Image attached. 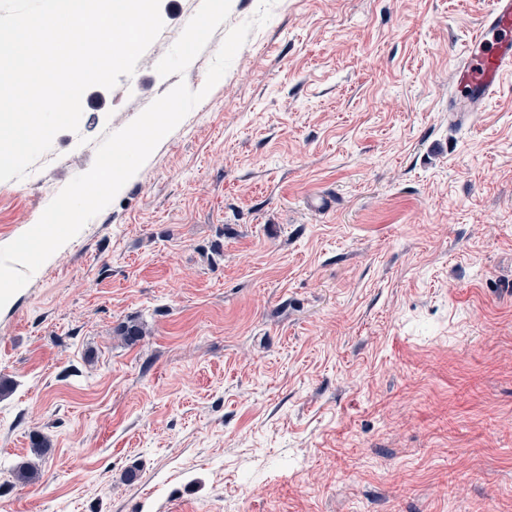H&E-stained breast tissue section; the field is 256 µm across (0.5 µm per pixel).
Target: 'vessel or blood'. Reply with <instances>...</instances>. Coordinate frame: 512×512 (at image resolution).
<instances>
[{
    "label": "vessel or blood",
    "instance_id": "vessel-or-blood-1",
    "mask_svg": "<svg viewBox=\"0 0 512 512\" xmlns=\"http://www.w3.org/2000/svg\"><path fill=\"white\" fill-rule=\"evenodd\" d=\"M512 73V0H488L484 22L459 55L452 70L448 121L470 123Z\"/></svg>",
    "mask_w": 512,
    "mask_h": 512
}]
</instances>
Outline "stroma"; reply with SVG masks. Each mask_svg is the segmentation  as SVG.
Wrapping results in <instances>:
<instances>
[{
    "mask_svg": "<svg viewBox=\"0 0 512 512\" xmlns=\"http://www.w3.org/2000/svg\"><path fill=\"white\" fill-rule=\"evenodd\" d=\"M258 2L163 77L201 0H160L151 65L88 88L78 131L0 181V245L106 134L201 89ZM485 8L276 0L0 309V512H512V75L448 123Z\"/></svg>",
    "mask_w": 512,
    "mask_h": 512,
    "instance_id": "35a3bbf8",
    "label": "stroma"
}]
</instances>
